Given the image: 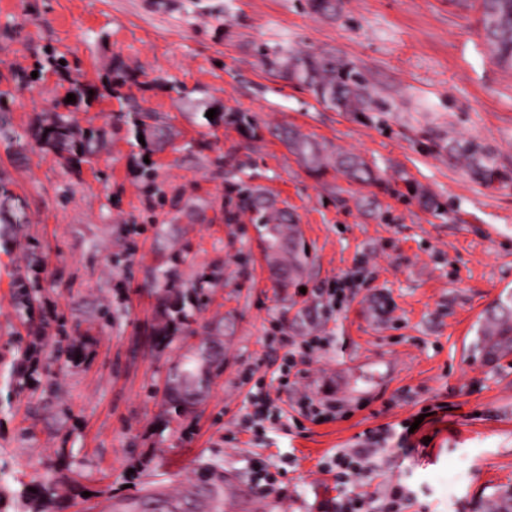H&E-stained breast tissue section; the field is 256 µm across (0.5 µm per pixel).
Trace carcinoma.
Listing matches in <instances>:
<instances>
[{"mask_svg": "<svg viewBox=\"0 0 512 512\" xmlns=\"http://www.w3.org/2000/svg\"><path fill=\"white\" fill-rule=\"evenodd\" d=\"M481 25L492 55L502 64L512 67V0H480ZM288 80L307 88L319 101L338 112H363L371 103L367 86L347 64L335 56L309 52H297L288 57L285 64ZM255 131L253 124L241 112L228 110L217 113L211 124L219 122ZM128 123L139 135H152L159 144L167 138L166 129L156 123L148 125L141 110H128ZM105 131L97 128L80 129L63 113L43 127L36 138L42 148L68 155L71 161L94 153ZM276 136L311 171L325 174L334 171L362 183H377L379 173L363 158L341 152L330 153L317 140L291 127L276 129ZM454 159L472 170L490 187L506 179V174L497 165L491 154L478 142L470 141ZM248 208L256 212L257 224L262 228L261 238L269 249L278 248L282 254L283 267L304 268L308 252L298 236L296 221L288 209L277 208L269 199L250 194L245 199ZM25 223L24 216L15 206V196L9 181L0 175V224L2 233H7L13 224ZM501 312L494 315L491 325H482L479 335L488 356L499 357L512 352V309L508 303L500 304ZM207 353L199 347L172 374V387L167 400L166 413L180 417L196 403L190 388L195 382L199 367L193 366L196 358Z\"/></svg>", "mask_w": 512, "mask_h": 512, "instance_id": "cac0c4a2", "label": "carcinoma"}]
</instances>
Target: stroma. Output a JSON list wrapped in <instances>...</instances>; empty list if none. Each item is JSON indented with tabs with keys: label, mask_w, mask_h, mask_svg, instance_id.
I'll use <instances>...</instances> for the list:
<instances>
[{
	"label": "stroma",
	"mask_w": 512,
	"mask_h": 512,
	"mask_svg": "<svg viewBox=\"0 0 512 512\" xmlns=\"http://www.w3.org/2000/svg\"><path fill=\"white\" fill-rule=\"evenodd\" d=\"M479 18L477 0H342L335 17L306 0H0V116L19 134L0 139V173L27 217L0 237V512H127L123 497L190 488L204 468L248 489L256 453L281 475L268 512H329L318 462L412 421L410 453L381 450L365 491L398 480L406 512H496L512 491V356L487 359L477 330L512 299V179L488 187L448 158L475 140L512 176V68ZM297 51L352 66L369 110L334 111L284 78ZM48 53L97 89L126 77L70 104L76 126L106 131L79 164L35 143L69 88ZM133 104L170 126L164 149L133 137ZM228 108L257 136L204 118ZM280 125L383 183L310 171ZM251 193L293 212L309 254L298 287L272 278ZM20 277L40 288L25 313ZM177 300L191 327L171 321ZM314 336L297 388L335 416L249 442V394L276 390L287 340ZM208 339L223 366L189 414L167 416L170 369Z\"/></svg>",
	"instance_id": "35a3bbf8"
}]
</instances>
